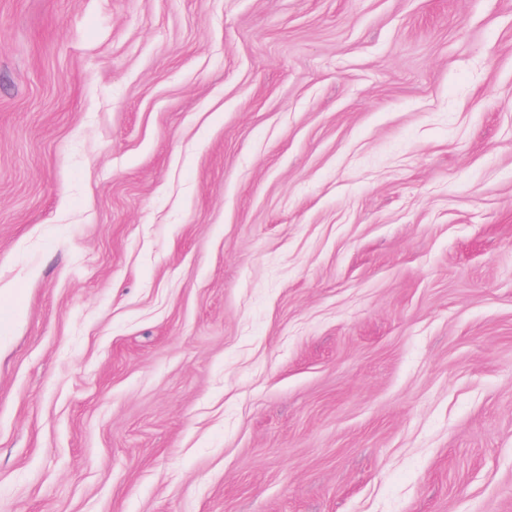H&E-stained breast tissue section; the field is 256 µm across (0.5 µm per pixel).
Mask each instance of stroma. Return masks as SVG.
Returning <instances> with one entry per match:
<instances>
[{
    "instance_id": "35a3bbf8",
    "label": "stroma",
    "mask_w": 512,
    "mask_h": 512,
    "mask_svg": "<svg viewBox=\"0 0 512 512\" xmlns=\"http://www.w3.org/2000/svg\"><path fill=\"white\" fill-rule=\"evenodd\" d=\"M0 512H512V0H0Z\"/></svg>"
}]
</instances>
